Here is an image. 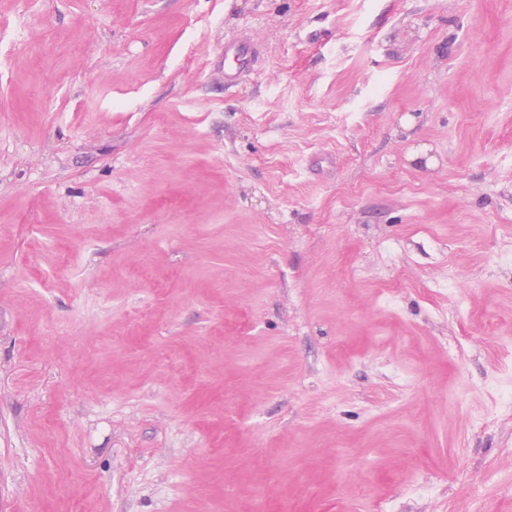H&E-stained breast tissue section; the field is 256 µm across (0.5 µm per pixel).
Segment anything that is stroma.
Returning <instances> with one entry per match:
<instances>
[{
  "label": "stroma",
  "mask_w": 512,
  "mask_h": 512,
  "mask_svg": "<svg viewBox=\"0 0 512 512\" xmlns=\"http://www.w3.org/2000/svg\"><path fill=\"white\" fill-rule=\"evenodd\" d=\"M511 247L512 0H0V512H512ZM232 57L238 64V69L229 72L224 69V84L235 86L238 84L242 71H255L258 60V51L254 44L247 38L239 39L224 44V60Z\"/></svg>",
  "instance_id": "stroma-1"
}]
</instances>
